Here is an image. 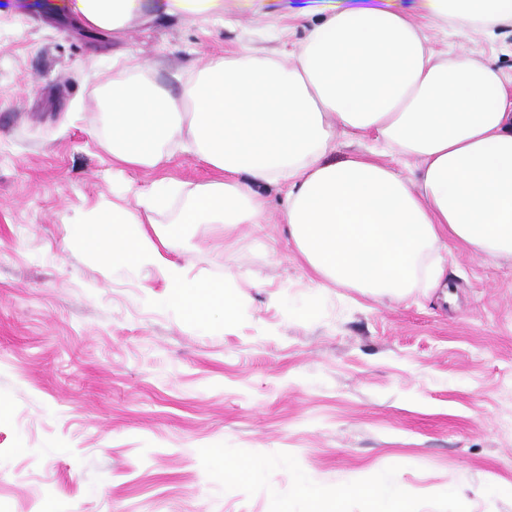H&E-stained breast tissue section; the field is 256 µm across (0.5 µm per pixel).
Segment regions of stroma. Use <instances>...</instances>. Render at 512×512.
Masks as SVG:
<instances>
[{"instance_id":"35a3bbf8","label":"stroma","mask_w":512,"mask_h":512,"mask_svg":"<svg viewBox=\"0 0 512 512\" xmlns=\"http://www.w3.org/2000/svg\"><path fill=\"white\" fill-rule=\"evenodd\" d=\"M399 6L440 55L512 77V26L489 37ZM324 0H224L223 19L146 6L113 34L59 0H0V512H308V480L346 489L325 512H369L380 472L409 512H512V262L448 245L447 289L374 298L312 277L280 220L283 187L262 186L264 231L185 224L167 252L238 304L205 322L154 270L115 266L84 239L132 188L167 186L152 216L178 220L212 171L189 153L163 168L112 158L97 107L116 77L179 95L224 54L297 47ZM417 178L414 159L374 138L337 137Z\"/></svg>"}]
</instances>
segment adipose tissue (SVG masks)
I'll list each match as a JSON object with an SVG mask.
<instances>
[{"label": "adipose tissue", "instance_id": "1", "mask_svg": "<svg viewBox=\"0 0 512 512\" xmlns=\"http://www.w3.org/2000/svg\"><path fill=\"white\" fill-rule=\"evenodd\" d=\"M144 0H66L85 28L112 32ZM425 15L486 33L512 23V0H420ZM103 104L121 164L153 169L174 149L214 171L194 185L184 224H263L257 185L286 183L281 221L318 277L403 298L445 276L447 241L512 258V95L502 76L466 56L434 61L424 33L393 4L328 9L292 59L249 50L216 60L186 92L113 81ZM371 135L420 162L408 184L364 159L326 162L336 133ZM92 254L155 270L196 317L235 305L161 249L176 226L146 230L139 209L116 206Z\"/></svg>", "mask_w": 512, "mask_h": 512}]
</instances>
